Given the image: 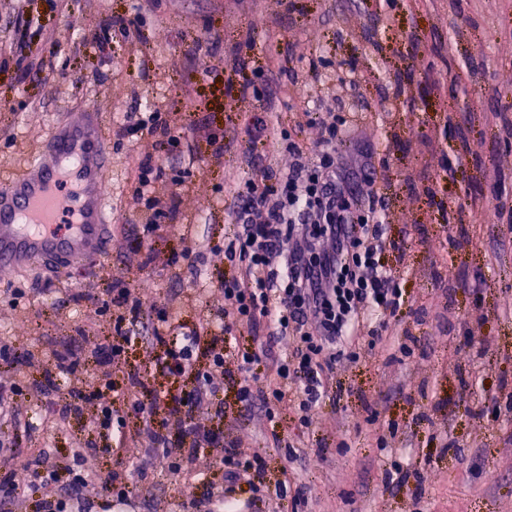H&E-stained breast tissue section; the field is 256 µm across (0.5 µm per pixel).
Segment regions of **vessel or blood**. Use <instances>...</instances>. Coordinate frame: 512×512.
<instances>
[{"instance_id":"1","label":"vessel or blood","mask_w":512,"mask_h":512,"mask_svg":"<svg viewBox=\"0 0 512 512\" xmlns=\"http://www.w3.org/2000/svg\"><path fill=\"white\" fill-rule=\"evenodd\" d=\"M108 175L96 113H82L56 128L32 173L0 188V265L96 256L110 228L100 190Z\"/></svg>"}]
</instances>
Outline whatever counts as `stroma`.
<instances>
[{"mask_svg":"<svg viewBox=\"0 0 512 512\" xmlns=\"http://www.w3.org/2000/svg\"><path fill=\"white\" fill-rule=\"evenodd\" d=\"M119 15L140 16L136 42L113 35ZM258 74L272 104L234 98L232 85ZM326 90L337 93V111L362 115L354 142L371 154L384 235L398 244L381 261L405 293L403 335L387 353L364 344L357 362L338 365L311 427L287 407L272 417L246 409L230 360L216 378L223 413L202 423L259 451L271 483L288 467L275 436L305 446L292 470L308 512H512V241L504 237L512 229V0H0V180L29 172L55 128L88 110L112 158L106 258L0 268V341L45 358L76 340L85 371H99L96 347L112 314L97 315V336L80 340L89 310L71 295L116 279H149L147 304L173 299L183 323L221 326L216 283L230 271L231 228L224 183L261 177L245 132L266 107L275 129L314 146L321 130L300 114ZM129 112L165 113L182 135L157 187L174 194L179 223L205 242L198 257L138 268L148 246L169 254L184 244L165 227L150 242L137 235L148 214L133 194V168L155 149L145 132L113 141ZM201 128L223 137V157ZM492 164L494 181L485 175ZM178 171L185 185L173 184ZM473 200L485 202L482 216L470 214ZM151 326L131 327L125 360L110 369L114 388L102 400L116 414L130 409L122 396L130 372L148 374L160 392L193 387L157 372L144 345ZM39 381L35 366L20 381L34 427L22 447L47 449L58 462L73 439L105 445L80 416L46 429ZM388 426L392 435L380 440ZM84 465L119 471L134 490V512H179L183 498L221 475L212 448L199 449L179 487L135 460L97 453ZM397 465L412 475L392 489L385 473Z\"/></svg>","mask_w":512,"mask_h":512,"instance_id":"obj_1","label":"stroma"}]
</instances>
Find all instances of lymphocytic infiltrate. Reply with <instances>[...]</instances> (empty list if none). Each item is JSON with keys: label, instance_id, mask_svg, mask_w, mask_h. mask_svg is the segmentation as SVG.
<instances>
[{"label": "lymphocytic infiltrate", "instance_id": "1", "mask_svg": "<svg viewBox=\"0 0 512 512\" xmlns=\"http://www.w3.org/2000/svg\"><path fill=\"white\" fill-rule=\"evenodd\" d=\"M308 123L320 126L322 136L314 157H307L296 143H288L293 161L288 170L270 164L273 138L264 118H255L249 128L251 145L264 160V185L248 181L233 184V233L224 250L232 269L217 286L224 297V331L216 333L207 322L184 329L172 307L156 312L147 348L162 346L155 367L170 377L192 375L191 391L154 393L140 374H131L128 386L134 393L133 429L111 406L100 404L98 392L72 387L65 411H89L93 428L113 433L118 454L143 459L145 466L158 467L168 475L182 474L202 444L218 448L227 485H209L200 496L182 502L183 512H215L223 505L234 512L230 499L234 484L247 478L256 498L269 501L293 499L304 507L301 492L290 482H263L264 458L240 447L233 439L206 432L195 418L215 409L216 374L223 372L226 358H235L243 378L247 407L270 408L285 404L293 408L302 425L328 398L336 366L357 359L361 342L387 348L394 343L388 317L397 316L404 303L390 273L380 261L385 247L384 213L376 205H365L359 183L351 176L354 151L344 115L327 108L306 115ZM156 135V148L177 147L180 135L160 113H129L125 125L117 127V138L133 136L138 130ZM159 167L152 160L141 162L136 192L144 197L153 220L144 225V237H152L160 223L174 221L172 199L153 196L152 184ZM331 249H321V242ZM107 301L117 309L113 336L104 351L112 362L124 356L126 327L136 324L145 313L138 288H111ZM251 335L247 346L234 345V330ZM208 353V368L200 370V351ZM20 353L0 345V499L12 502L24 512L26 501L13 469L23 465L30 478L48 485L57 480L55 470L44 467L40 458L20 460L16 453L17 434L29 433L22 424L17 396L20 388L15 370ZM181 421L182 436L172 441L165 419ZM90 444L76 442L71 450L66 492L46 501L44 512H91L89 494L105 490L114 503L128 504L130 484L120 474L102 475L83 470L81 464Z\"/></svg>", "mask_w": 512, "mask_h": 512}]
</instances>
